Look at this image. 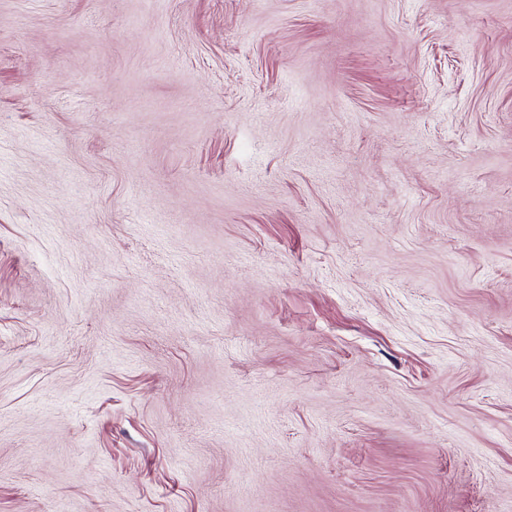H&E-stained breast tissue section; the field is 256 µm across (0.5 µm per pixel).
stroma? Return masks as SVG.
Here are the masks:
<instances>
[{
  "mask_svg": "<svg viewBox=\"0 0 512 512\" xmlns=\"http://www.w3.org/2000/svg\"><path fill=\"white\" fill-rule=\"evenodd\" d=\"M0 512H512V0H0Z\"/></svg>",
  "mask_w": 512,
  "mask_h": 512,
  "instance_id": "35a3bbf8",
  "label": "stroma"
}]
</instances>
